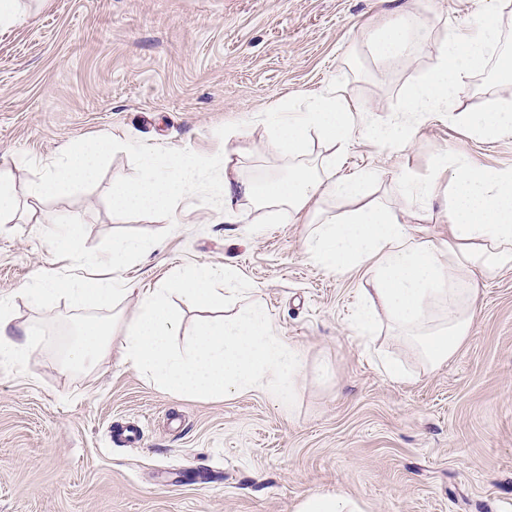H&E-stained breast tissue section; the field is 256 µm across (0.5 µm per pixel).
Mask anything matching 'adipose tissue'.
<instances>
[{
	"label": "adipose tissue",
	"instance_id": "obj_1",
	"mask_svg": "<svg viewBox=\"0 0 512 512\" xmlns=\"http://www.w3.org/2000/svg\"><path fill=\"white\" fill-rule=\"evenodd\" d=\"M424 42V26L405 2L370 40L369 50L375 59L397 61L411 57ZM353 132L351 109L338 95L317 98L305 112H275L265 147L287 158V172L253 180L228 162L217 192L228 224L238 221L243 199L292 220L321 198L354 200V208L323 216L306 240V254L339 276L364 269L353 326L367 336L382 317L398 333L404 359L383 352L377 358L381 373L399 382L410 375L407 360L433 371L455 357L469 337L482 283L512 268V169L488 168L443 152L426 180L406 171L394 173L392 182L404 199L429 203L442 198L447 203V243L423 241L373 199L380 174L336 177V164ZM313 138L326 149L317 161L307 157ZM50 234L65 252L68 270L42 269L25 293L38 304L62 295L80 310L68 346L73 364L92 367L115 348L129 368L171 395L221 398L263 391L293 407L304 378L303 353L280 336L261 305L245 301L232 268L195 267L162 281L138 294L137 314L119 325L107 311L117 298L135 292L122 272L144 244L120 240L87 256L73 246L78 227L72 217L52 226ZM187 307H221L226 314L199 322L180 347L174 340ZM41 341L35 326L15 324L10 301L0 298V364L22 368L27 353Z\"/></svg>",
	"mask_w": 512,
	"mask_h": 512
}]
</instances>
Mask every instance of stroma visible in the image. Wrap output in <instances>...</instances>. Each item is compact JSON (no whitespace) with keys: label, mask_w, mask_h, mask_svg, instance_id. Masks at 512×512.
Here are the masks:
<instances>
[{"label":"stroma","mask_w":512,"mask_h":512,"mask_svg":"<svg viewBox=\"0 0 512 512\" xmlns=\"http://www.w3.org/2000/svg\"><path fill=\"white\" fill-rule=\"evenodd\" d=\"M33 22L0 32V166L29 199L30 156L47 165L65 143L112 133L202 155L229 150L247 177L286 159L265 148L269 113L327 92L365 118L391 117L403 85L433 66L450 30L469 25L471 0H412L428 39L409 62L377 63L366 48L392 0H31ZM512 167V136L479 139L442 115L423 117L412 142L382 148L353 136L341 174H384L377 194L413 233L448 237L442 204L405 201L395 172L416 179L440 151ZM117 152L97 186L39 202L49 217L79 216L86 246L116 230L105 195L133 174ZM236 224L186 198L167 230L124 275L152 288L188 266L223 265L254 289L282 336L304 353L292 410L240 393L188 398L157 390L118 352L72 372L60 351L79 318L61 298L44 309L18 292L68 262L27 219L0 224V296L17 323L42 322L43 343L22 369L0 366V512H294L316 491L341 490L363 512H512V269L487 280L471 333L446 366L393 382L373 350H401L386 327L374 348L354 332L360 272L328 273L305 253L312 211L271 221L243 202ZM141 426L140 445L110 440Z\"/></svg>","instance_id":"35a3bbf8"}]
</instances>
